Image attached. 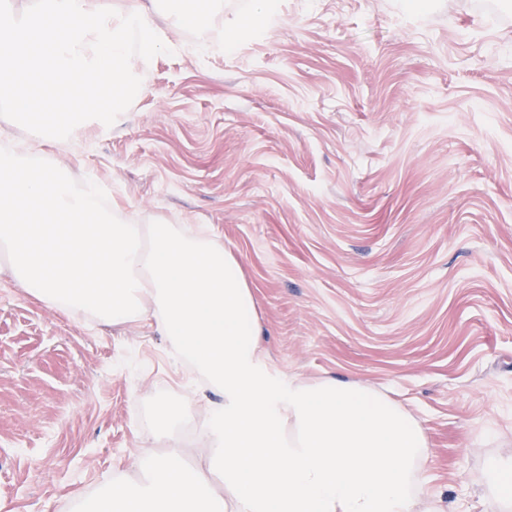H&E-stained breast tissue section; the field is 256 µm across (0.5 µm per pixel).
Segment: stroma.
Returning a JSON list of instances; mask_svg holds the SVG:
<instances>
[{"label":"stroma","instance_id":"stroma-1","mask_svg":"<svg viewBox=\"0 0 512 512\" xmlns=\"http://www.w3.org/2000/svg\"><path fill=\"white\" fill-rule=\"evenodd\" d=\"M165 37L120 125L36 153L223 241L270 371L388 395L426 431V493L479 512L512 455V0H283L231 53ZM212 397L149 327L47 308L0 268V512H72L138 450L199 464ZM161 401L187 412L178 443L140 432Z\"/></svg>","mask_w":512,"mask_h":512}]
</instances>
